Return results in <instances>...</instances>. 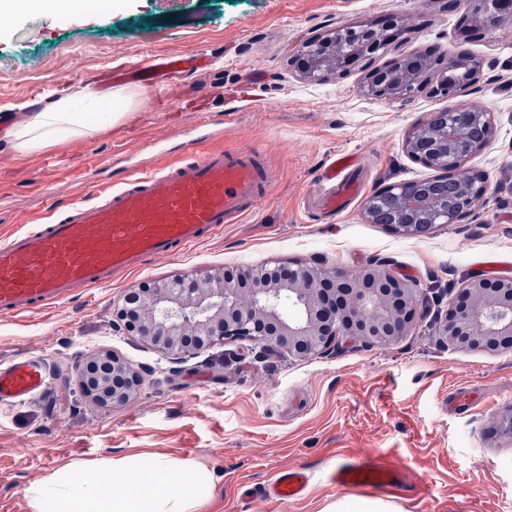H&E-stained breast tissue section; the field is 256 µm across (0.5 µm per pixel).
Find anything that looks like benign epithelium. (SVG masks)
I'll list each match as a JSON object with an SVG mask.
<instances>
[{
  "label": "benign epithelium",
  "instance_id": "benign-epithelium-1",
  "mask_svg": "<svg viewBox=\"0 0 512 512\" xmlns=\"http://www.w3.org/2000/svg\"><path fill=\"white\" fill-rule=\"evenodd\" d=\"M504 0H484L486 8L474 31L488 35L512 11ZM363 54L382 49L379 31L361 28ZM397 99L405 90H387L385 73H374L365 86ZM425 124L406 137L408 153L433 163L441 142L456 138L458 127L442 137H422ZM417 290L380 266L357 275L324 271L313 265L242 269L190 283L174 280L158 288H140L123 298L119 319L126 332L180 359L217 340L249 337L288 350L296 356L315 354L333 341L356 337L369 345H384L403 336L420 305ZM297 308L288 318L283 304ZM448 344L459 349L496 351L512 345V280L470 281L459 294L444 325ZM98 360L105 367L81 373L83 388L103 404L122 403L137 384L124 362L113 355Z\"/></svg>",
  "mask_w": 512,
  "mask_h": 512
}]
</instances>
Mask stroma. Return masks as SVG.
I'll return each instance as SVG.
<instances>
[{"label": "stroma", "mask_w": 512, "mask_h": 512, "mask_svg": "<svg viewBox=\"0 0 512 512\" xmlns=\"http://www.w3.org/2000/svg\"><path fill=\"white\" fill-rule=\"evenodd\" d=\"M475 0H98L65 16L30 10L0 27V109L35 111L85 87L111 99L119 122L33 153L0 138V242L47 223L70 203H94L133 172L190 159V138L217 129L208 148L261 150L277 179L242 224L100 288L16 316L0 315V364L38 355L52 388L21 406L0 404V512H31L28 488L72 461L132 453L192 461L212 487L204 512H322L341 487L323 474L338 451L396 448L431 488L405 512H512V348L461 350L442 336L445 315L476 264L512 261V19L481 40L465 37ZM400 19L388 48L313 81L295 58L308 41L352 25ZM482 60L476 83L437 92L450 58ZM210 54L200 74L173 78L170 94L124 85L113 68L157 55ZM431 61L424 88L397 99L367 94L370 72L394 57ZM267 73L247 87L246 74ZM249 90L253 102L237 96ZM486 112L491 133L466 163L484 191L457 223L423 236L370 223L366 199L434 177L411 157L408 133L444 108ZM354 153L365 185L336 217L308 205L331 155ZM317 264L356 274L379 265L431 296L406 335L386 346L342 339L295 357L250 338L228 339L176 360L120 329L125 293L175 279L274 264ZM102 351L138 380L126 403L103 405L80 374ZM285 467L310 472L298 503L245 497Z\"/></svg>", "instance_id": "stroma-1"}]
</instances>
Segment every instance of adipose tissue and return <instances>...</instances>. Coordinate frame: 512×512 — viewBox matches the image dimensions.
I'll list each match as a JSON object with an SVG mask.
<instances>
[{
  "label": "adipose tissue",
  "instance_id": "1",
  "mask_svg": "<svg viewBox=\"0 0 512 512\" xmlns=\"http://www.w3.org/2000/svg\"><path fill=\"white\" fill-rule=\"evenodd\" d=\"M99 98L82 91L12 122L4 133L23 152L93 134ZM32 512H202L208 494L194 464L137 453L96 463L75 461L27 491Z\"/></svg>",
  "mask_w": 512,
  "mask_h": 512
}]
</instances>
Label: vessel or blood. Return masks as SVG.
<instances>
[{
    "instance_id": "b4317fda",
    "label": "vessel or blood",
    "mask_w": 512,
    "mask_h": 512,
    "mask_svg": "<svg viewBox=\"0 0 512 512\" xmlns=\"http://www.w3.org/2000/svg\"><path fill=\"white\" fill-rule=\"evenodd\" d=\"M207 54L160 56L113 70V78L157 91L172 76L207 69ZM354 157L332 156L319 176L318 208L336 214L358 198L363 186L344 173ZM274 173L258 153L226 149L201 152L192 161L135 173L94 204L77 203L40 229L0 244V313L16 315L62 302L76 289L95 288L144 261L171 256L238 224L268 196ZM50 377L35 357L0 366V401L23 403L48 388ZM328 481L362 493L406 490L427 498L428 485L410 478L392 449L348 451L338 456ZM302 468L281 469L251 500L294 503L308 493Z\"/></svg>"
}]
</instances>
